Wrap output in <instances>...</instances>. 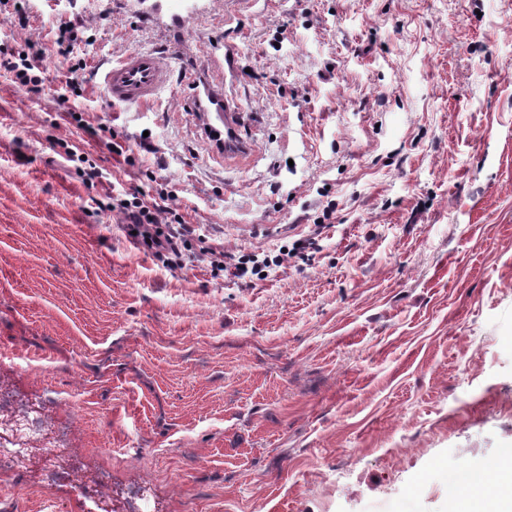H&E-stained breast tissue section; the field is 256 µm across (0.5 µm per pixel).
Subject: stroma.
<instances>
[{"label": "stroma", "instance_id": "35a3bbf8", "mask_svg": "<svg viewBox=\"0 0 512 512\" xmlns=\"http://www.w3.org/2000/svg\"><path fill=\"white\" fill-rule=\"evenodd\" d=\"M21 3L0 48L42 44L46 82L0 71V383L68 393L47 415L89 477L153 478L112 512H461L512 449V0ZM175 44L171 88L109 104L98 71ZM192 73L242 106L247 152L207 138ZM135 186L192 227L181 266L112 210ZM318 223L248 287L197 258Z\"/></svg>", "mask_w": 512, "mask_h": 512}]
</instances>
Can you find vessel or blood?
I'll return each mask as SVG.
<instances>
[{"instance_id": "obj_1", "label": "vessel or blood", "mask_w": 512, "mask_h": 512, "mask_svg": "<svg viewBox=\"0 0 512 512\" xmlns=\"http://www.w3.org/2000/svg\"><path fill=\"white\" fill-rule=\"evenodd\" d=\"M184 51L181 45L168 54L138 48L130 50L103 75L102 86L109 102L137 107L150 103L170 80L172 58ZM189 83L191 109L199 113L210 138L223 143L225 153L245 151L246 146L238 135L241 105L206 77L194 75Z\"/></svg>"}]
</instances>
